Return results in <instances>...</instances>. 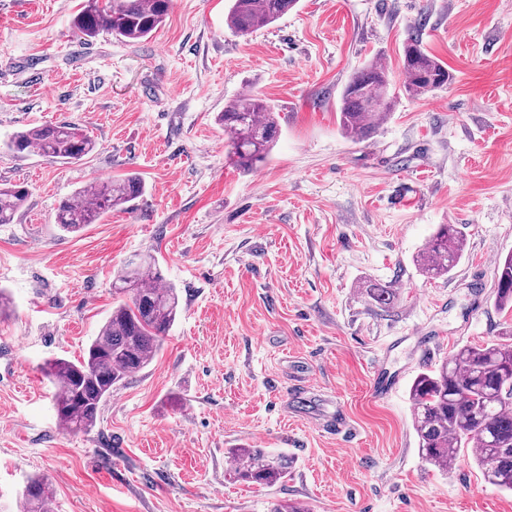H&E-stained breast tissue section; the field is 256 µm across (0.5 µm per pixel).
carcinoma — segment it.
Listing matches in <instances>:
<instances>
[{
  "instance_id": "1",
  "label": "carcinoma",
  "mask_w": 512,
  "mask_h": 512,
  "mask_svg": "<svg viewBox=\"0 0 512 512\" xmlns=\"http://www.w3.org/2000/svg\"><path fill=\"white\" fill-rule=\"evenodd\" d=\"M297 0H233L227 20L241 35L267 27L288 13ZM171 0H87L75 20L85 36L108 32L134 43L151 36L165 21ZM402 87L410 96L425 95L447 85L448 69L412 39L403 50ZM389 80L384 66L371 63L346 84L339 106V123L351 138L365 139L388 110ZM228 134V158L243 172L268 158L279 133L276 112L260 96L243 94L220 116ZM14 153L37 151L59 163H75L92 153L95 141L80 125L63 122L16 133L7 143ZM141 178L90 184L64 199L56 223L68 233L94 224L115 209H126L145 194ZM28 197L27 189L0 187V224L13 223ZM465 235L458 224H441L416 255L429 278L449 274L460 262ZM494 306L512 312V254L498 263ZM117 293L132 294L131 302L112 309L85 355L48 363L45 377L56 386L54 407L69 432L95 426L102 404L127 377L148 366L180 314L177 289L168 283L156 259L146 254L130 262L112 280ZM412 423L419 454L428 465L446 471L464 449L483 480L512 491V344L497 340L465 344L439 364L419 373L409 388ZM227 471L232 482L272 486L288 475V456L264 448H231ZM23 512H47L52 499L48 483L32 478L24 491Z\"/></svg>"
}]
</instances>
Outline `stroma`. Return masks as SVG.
Returning <instances> with one entry per match:
<instances>
[{
    "label": "stroma",
    "mask_w": 512,
    "mask_h": 512,
    "mask_svg": "<svg viewBox=\"0 0 512 512\" xmlns=\"http://www.w3.org/2000/svg\"><path fill=\"white\" fill-rule=\"evenodd\" d=\"M231 0H172L149 39H80L82 0H0V184L29 195L0 224V512L47 478L52 512H512L470 456L441 472L418 453L414 376L465 344L501 339L495 271L512 252V0H299L240 35ZM417 37L452 79L347 137L342 91L370 63L403 82ZM253 92L279 135L253 173L227 157L225 105ZM95 150L74 164L2 150L60 122ZM128 173L133 207L66 233L59 202ZM459 224L451 275L414 258ZM150 254L179 292L161 350L115 389L88 432L63 431L42 368L79 357ZM394 298L380 305L370 286ZM441 342L425 349L424 340ZM392 383L385 396L375 378ZM342 414L351 437L331 435ZM287 453V478L225 477L228 449Z\"/></svg>",
    "instance_id": "35a3bbf8"
}]
</instances>
